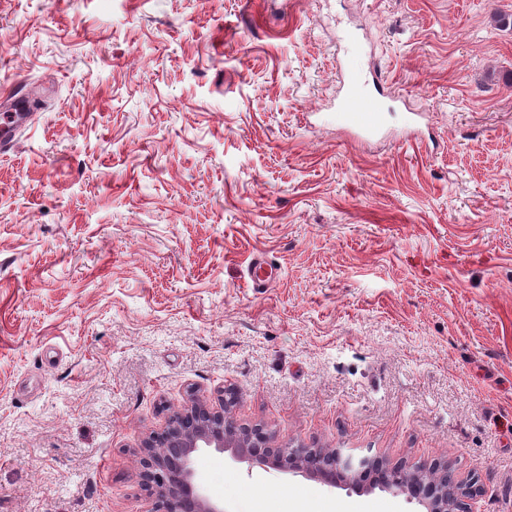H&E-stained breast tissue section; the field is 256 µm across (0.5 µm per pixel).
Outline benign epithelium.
I'll use <instances>...</instances> for the list:
<instances>
[{"instance_id":"7a95c632","label":"benign epithelium","mask_w":512,"mask_h":512,"mask_svg":"<svg viewBox=\"0 0 512 512\" xmlns=\"http://www.w3.org/2000/svg\"><path fill=\"white\" fill-rule=\"evenodd\" d=\"M220 407L203 396H193L169 419L159 435L145 438L143 477L165 504L164 512H224V504L205 494L196 482L195 455L204 448L226 454L247 468L272 469L287 476H303L336 488H357L354 477L375 468L367 489L378 488L417 502L425 512H478L477 489H462V495L448 494V463L427 470L411 469L380 457L356 456L340 448H322L324 463L309 457L301 446L284 448L276 444L273 432L260 425H243L234 417L236 404L232 389L224 390Z\"/></svg>"}]
</instances>
